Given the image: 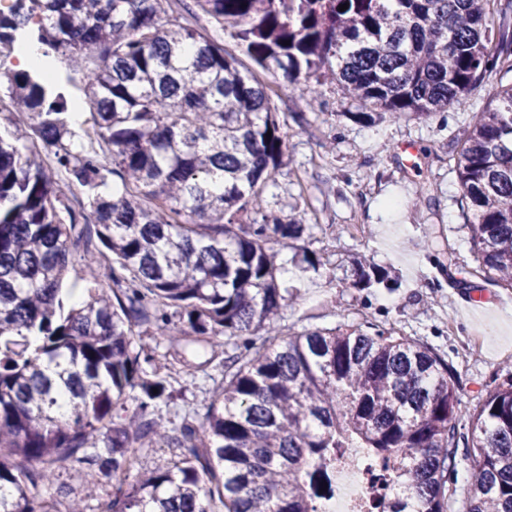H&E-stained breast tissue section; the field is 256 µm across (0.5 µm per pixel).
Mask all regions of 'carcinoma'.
Returning a JSON list of instances; mask_svg holds the SVG:
<instances>
[{
  "mask_svg": "<svg viewBox=\"0 0 512 512\" xmlns=\"http://www.w3.org/2000/svg\"><path fill=\"white\" fill-rule=\"evenodd\" d=\"M171 2L0 8V51L34 37L68 57L109 152L106 163L75 143L69 79L4 73L27 123L0 109V512H85L110 487L104 512H318L345 448L381 468L372 512H512V379L465 416L448 364L406 336L280 332L273 246L292 247L305 225L266 211L263 193L288 114L188 22L215 21L311 107L338 86L360 121L461 110L486 73L508 80L476 113L456 170L470 275L512 289V0ZM76 262L89 273L78 304L62 293ZM354 276L363 289L389 280L374 265ZM144 325L224 367L202 421L178 435L161 404L187 362L175 349L143 370ZM160 443L179 450L173 465L139 470L132 450ZM461 447L471 491L454 511ZM63 462L84 495L40 494Z\"/></svg>",
  "mask_w": 512,
  "mask_h": 512,
  "instance_id": "carcinoma-1",
  "label": "carcinoma"
}]
</instances>
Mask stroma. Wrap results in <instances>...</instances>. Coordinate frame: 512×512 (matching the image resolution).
I'll list each match as a JSON object with an SVG mask.
<instances>
[{
  "instance_id": "stroma-1",
  "label": "stroma",
  "mask_w": 512,
  "mask_h": 512,
  "mask_svg": "<svg viewBox=\"0 0 512 512\" xmlns=\"http://www.w3.org/2000/svg\"><path fill=\"white\" fill-rule=\"evenodd\" d=\"M205 34L239 57L267 87L276 112L287 114V150L263 195L267 211L305 224L302 244L320 257L319 271L300 272L292 253L276 258L281 285L298 283L283 307V333L371 322L433 349L452 371L462 411L486 390L512 379V290L471 276L470 228L460 207L451 158L498 89L486 74L460 112L416 120L359 122L356 102L337 86L321 88V106L309 107L296 84L250 58L229 33L207 22ZM432 205L419 204V196ZM362 260L394 270L395 290L352 287ZM224 371L183 374L169 415L180 430L186 413H204Z\"/></svg>"
}]
</instances>
